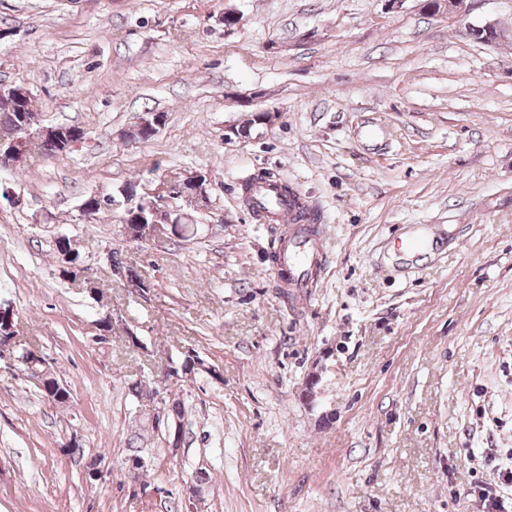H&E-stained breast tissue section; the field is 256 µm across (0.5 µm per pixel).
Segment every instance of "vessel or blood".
<instances>
[{"mask_svg": "<svg viewBox=\"0 0 512 512\" xmlns=\"http://www.w3.org/2000/svg\"><path fill=\"white\" fill-rule=\"evenodd\" d=\"M252 196L253 214L275 215L287 234L276 263L283 287L303 290L317 276L320 267L328 263L320 245L321 225L300 223L293 202L281 198L269 181L254 180Z\"/></svg>", "mask_w": 512, "mask_h": 512, "instance_id": "vessel-or-blood-1", "label": "vessel or blood"}]
</instances>
